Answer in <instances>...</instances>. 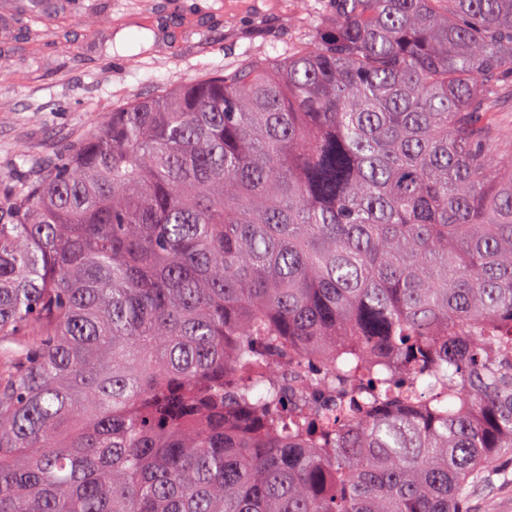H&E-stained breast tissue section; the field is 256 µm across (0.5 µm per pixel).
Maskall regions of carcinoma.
I'll list each match as a JSON object with an SVG mask.
<instances>
[{"mask_svg": "<svg viewBox=\"0 0 512 512\" xmlns=\"http://www.w3.org/2000/svg\"><path fill=\"white\" fill-rule=\"evenodd\" d=\"M333 2L0 178V512H467L512 455V0Z\"/></svg>", "mask_w": 512, "mask_h": 512, "instance_id": "cac0c4a2", "label": "carcinoma"}]
</instances>
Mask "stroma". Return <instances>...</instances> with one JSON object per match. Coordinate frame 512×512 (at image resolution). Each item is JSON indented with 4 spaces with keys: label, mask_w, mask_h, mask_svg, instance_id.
Here are the masks:
<instances>
[{
    "label": "stroma",
    "mask_w": 512,
    "mask_h": 512,
    "mask_svg": "<svg viewBox=\"0 0 512 512\" xmlns=\"http://www.w3.org/2000/svg\"><path fill=\"white\" fill-rule=\"evenodd\" d=\"M64 23L22 36L0 0V176L63 154L134 96L244 59L287 58L307 38L296 0H62ZM137 64H129L130 56ZM471 512H512V462L489 468Z\"/></svg>",
    "instance_id": "1"
}]
</instances>
